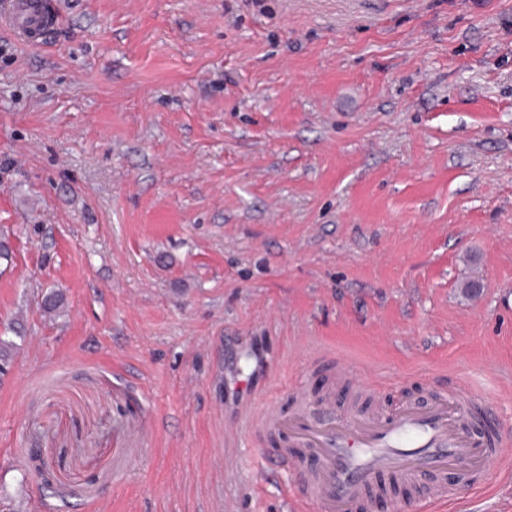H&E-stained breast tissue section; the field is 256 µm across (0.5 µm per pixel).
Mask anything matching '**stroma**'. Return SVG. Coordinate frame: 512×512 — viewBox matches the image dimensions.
Instances as JSON below:
<instances>
[{"label": "stroma", "instance_id": "35a3bbf8", "mask_svg": "<svg viewBox=\"0 0 512 512\" xmlns=\"http://www.w3.org/2000/svg\"><path fill=\"white\" fill-rule=\"evenodd\" d=\"M56 3L0 26V512H290L301 380L512 439V0ZM8 3L7 10L2 15V25L10 28L22 40L42 43L47 36L41 34L56 28L57 18L53 2L15 0Z\"/></svg>", "mask_w": 512, "mask_h": 512}]
</instances>
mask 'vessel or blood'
I'll list each match as a JSON object with an SVG mask.
<instances>
[{"label":"vessel or blood","instance_id":"obj_1","mask_svg":"<svg viewBox=\"0 0 512 512\" xmlns=\"http://www.w3.org/2000/svg\"><path fill=\"white\" fill-rule=\"evenodd\" d=\"M56 24L53 0H10L0 15V25L30 43L41 42ZM295 393L301 403L293 411L264 406L255 415L256 432L281 437L278 461L294 465L295 449L304 448L321 462L284 488L293 512L309 505L317 512H357L386 473L411 483L430 478V500L444 501L454 492L444 480L448 472H455L458 484H475L512 455V443L472 432L473 398L459 388L438 392L423 405L406 403L395 412L370 415L339 411L329 398L313 415L303 402L304 386Z\"/></svg>","mask_w":512,"mask_h":512}]
</instances>
